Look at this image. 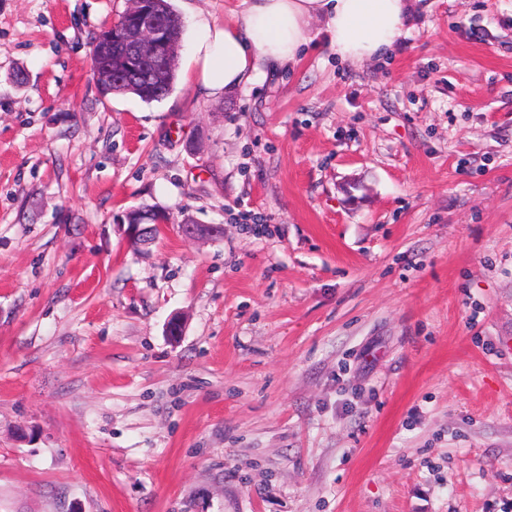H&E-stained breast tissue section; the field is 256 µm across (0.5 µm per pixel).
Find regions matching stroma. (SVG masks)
<instances>
[{"mask_svg": "<svg viewBox=\"0 0 512 512\" xmlns=\"http://www.w3.org/2000/svg\"><path fill=\"white\" fill-rule=\"evenodd\" d=\"M171 4L146 104L90 72L127 0H0V512H512V0L216 98L240 0ZM175 78V70L174 68H172L168 73V81L166 85L163 88H159V90L144 87L142 90L139 91L135 90L134 92H126L122 90L124 86H113L114 90L116 91L114 93H106L99 90L98 92L103 98L112 97V95L133 94L136 97H138L142 102L150 104L153 102H160L170 94L174 87ZM166 224H169V220L153 213L145 218V222L129 223L127 225L128 237L135 244L148 245L154 241L158 229Z\"/></svg>", "mask_w": 512, "mask_h": 512, "instance_id": "35a3bbf8", "label": "stroma"}]
</instances>
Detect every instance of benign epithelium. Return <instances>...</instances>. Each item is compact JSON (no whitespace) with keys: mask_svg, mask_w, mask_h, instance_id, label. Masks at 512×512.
<instances>
[{"mask_svg":"<svg viewBox=\"0 0 512 512\" xmlns=\"http://www.w3.org/2000/svg\"><path fill=\"white\" fill-rule=\"evenodd\" d=\"M129 23L113 20L123 60L114 68L111 63L99 65L95 70L97 84H110L115 80L126 79L132 82L154 81L169 63V32L163 17L154 12L152 0H131L127 9ZM169 220L153 214L142 223L127 224L128 237L139 245H148L155 239L158 229ZM181 232L189 238L215 237L222 231L220 225L182 224Z\"/></svg>","mask_w":512,"mask_h":512,"instance_id":"1","label":"benign epithelium"}]
</instances>
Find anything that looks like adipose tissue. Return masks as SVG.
<instances>
[{
	"label": "adipose tissue",
	"instance_id": "ef3b65f1",
	"mask_svg": "<svg viewBox=\"0 0 512 512\" xmlns=\"http://www.w3.org/2000/svg\"><path fill=\"white\" fill-rule=\"evenodd\" d=\"M243 8L217 23L200 14L187 78L207 96L252 84L274 68L295 61L323 22L337 56L361 65L389 52L401 36L408 0H242Z\"/></svg>",
	"mask_w": 512,
	"mask_h": 512
}]
</instances>
